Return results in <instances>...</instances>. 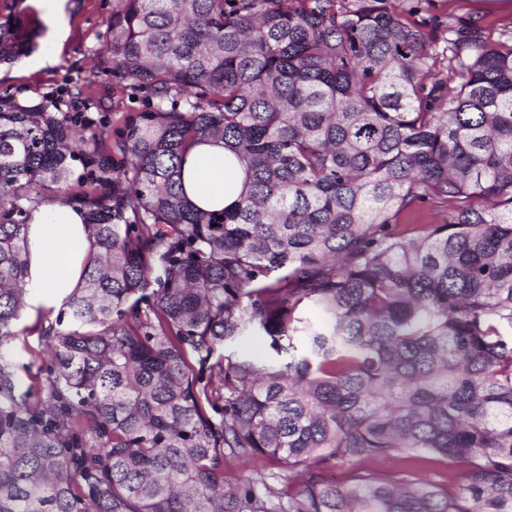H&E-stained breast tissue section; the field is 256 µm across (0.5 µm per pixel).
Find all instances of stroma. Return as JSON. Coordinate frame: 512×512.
<instances>
[{"label": "stroma", "mask_w": 512, "mask_h": 512, "mask_svg": "<svg viewBox=\"0 0 512 512\" xmlns=\"http://www.w3.org/2000/svg\"><path fill=\"white\" fill-rule=\"evenodd\" d=\"M68 34L59 61L36 70L30 58L40 51L49 27L29 0H0V26L9 29L10 40L0 45V98L27 109L46 95L82 88L95 98L92 116L108 140H115L126 116L140 111L139 97L118 91L107 68L111 56L105 50L107 21L112 0H63ZM422 20L445 24L455 18H477L491 38L512 29V0H426ZM17 374L23 387H38L48 367L44 346L34 324L18 323Z\"/></svg>", "instance_id": "35a3bbf8"}]
</instances>
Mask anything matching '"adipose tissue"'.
<instances>
[{"mask_svg": "<svg viewBox=\"0 0 512 512\" xmlns=\"http://www.w3.org/2000/svg\"><path fill=\"white\" fill-rule=\"evenodd\" d=\"M224 147L206 144L188 158L184 185L190 200L205 205L219 199L230 204L242 187L239 169L229 167ZM89 247L83 210L57 202L43 205L28 227V276L31 294L24 313L28 321L56 312L79 286Z\"/></svg>", "mask_w": 512, "mask_h": 512, "instance_id": "1", "label": "adipose tissue"}]
</instances>
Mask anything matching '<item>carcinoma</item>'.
<instances>
[{"label": "carcinoma", "mask_w": 512, "mask_h": 512, "mask_svg": "<svg viewBox=\"0 0 512 512\" xmlns=\"http://www.w3.org/2000/svg\"><path fill=\"white\" fill-rule=\"evenodd\" d=\"M420 2L112 0V78L146 93L115 143L80 88L0 101V512H512V38ZM206 143L244 170L228 207L187 196ZM48 190L89 249L35 394ZM247 336L274 356L219 354ZM424 455L448 480L359 474ZM35 326L36 322L19 321L16 327L18 338L15 341L18 377L23 389L31 386L34 392L45 377L48 367L47 355L43 352L44 345ZM224 470L227 476L258 477L279 473L278 466L268 460L258 459L250 463H243L237 458L227 456L224 459Z\"/></svg>", "instance_id": "cac0c4a2"}]
</instances>
